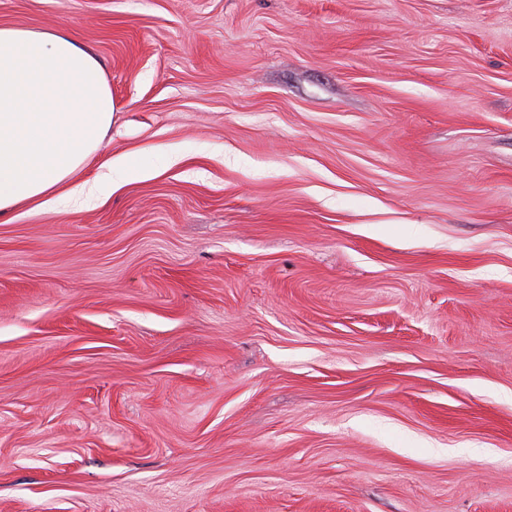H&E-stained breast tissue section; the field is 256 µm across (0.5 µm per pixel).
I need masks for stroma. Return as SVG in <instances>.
<instances>
[{
  "label": "stroma",
  "mask_w": 512,
  "mask_h": 512,
  "mask_svg": "<svg viewBox=\"0 0 512 512\" xmlns=\"http://www.w3.org/2000/svg\"><path fill=\"white\" fill-rule=\"evenodd\" d=\"M95 54L100 199L0 215V512H512V0H0Z\"/></svg>",
  "instance_id": "1"
}]
</instances>
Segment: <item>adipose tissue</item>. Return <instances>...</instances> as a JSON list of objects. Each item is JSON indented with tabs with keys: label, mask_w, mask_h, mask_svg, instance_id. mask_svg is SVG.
Instances as JSON below:
<instances>
[{
	"label": "adipose tissue",
	"mask_w": 512,
	"mask_h": 512,
	"mask_svg": "<svg viewBox=\"0 0 512 512\" xmlns=\"http://www.w3.org/2000/svg\"><path fill=\"white\" fill-rule=\"evenodd\" d=\"M114 116L95 56L68 34L0 26V213L83 193Z\"/></svg>",
	"instance_id": "ef3b65f1"
}]
</instances>
